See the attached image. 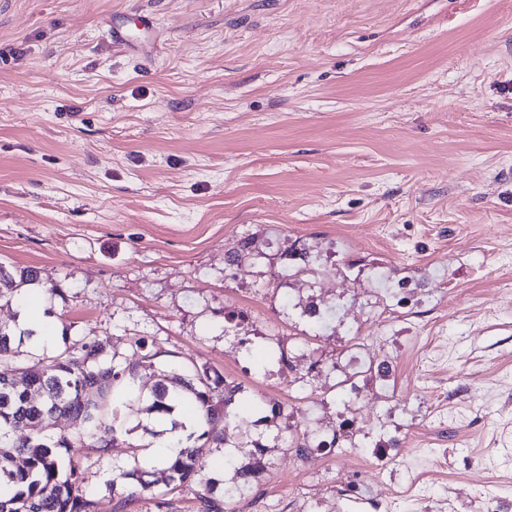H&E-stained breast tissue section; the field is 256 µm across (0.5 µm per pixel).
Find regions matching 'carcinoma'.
Returning a JSON list of instances; mask_svg holds the SVG:
<instances>
[{"label": "carcinoma", "instance_id": "carcinoma-1", "mask_svg": "<svg viewBox=\"0 0 512 512\" xmlns=\"http://www.w3.org/2000/svg\"><path fill=\"white\" fill-rule=\"evenodd\" d=\"M39 278L32 269L13 273L0 264V296L20 299L29 285ZM15 334L0 325V361L14 356ZM106 361L104 348L82 339L65 343L41 368L27 372L24 386L16 384L14 373L22 366L0 367V512H95L96 501L80 490L81 474L65 461L63 450L72 442L89 437L104 454L119 431L118 411L132 399L136 390L135 366ZM239 387L212 377L203 369L172 385L159 382L151 388L149 410L165 418L179 408L182 399L191 398L198 407L203 430L189 436L192 444L180 439L166 444L169 452L162 460L168 491L195 482L202 491L197 496V512H225L229 500L264 469L262 458L237 469L239 482L216 493L217 483L205 477L202 459L213 452L212 444L226 442L220 423H229L228 407L235 402ZM71 417L75 435L46 437L43 431L58 416ZM34 431L24 442L14 433ZM133 465L120 473L127 484L146 490L144 476L156 468L154 456L135 450Z\"/></svg>", "mask_w": 512, "mask_h": 512}]
</instances>
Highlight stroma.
<instances>
[{
  "instance_id": "1",
  "label": "stroma",
  "mask_w": 512,
  "mask_h": 512,
  "mask_svg": "<svg viewBox=\"0 0 512 512\" xmlns=\"http://www.w3.org/2000/svg\"><path fill=\"white\" fill-rule=\"evenodd\" d=\"M0 264L59 326L21 360L241 385L222 480L265 468L232 512H512V0H0ZM122 426L66 452L96 512H196L111 489L157 444L144 404Z\"/></svg>"
}]
</instances>
